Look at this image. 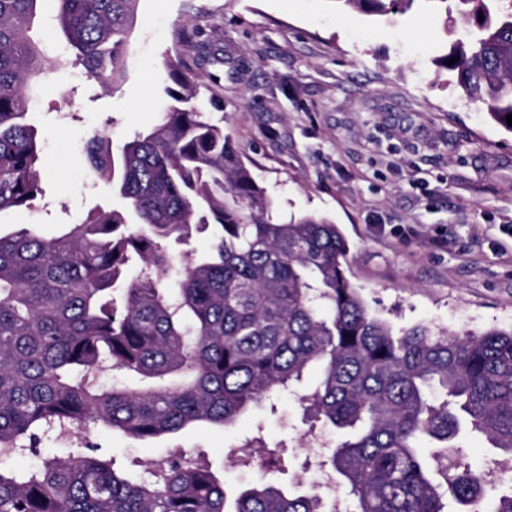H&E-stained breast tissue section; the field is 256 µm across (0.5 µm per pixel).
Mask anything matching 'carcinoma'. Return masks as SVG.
<instances>
[{
    "instance_id": "obj_1",
    "label": "carcinoma",
    "mask_w": 512,
    "mask_h": 512,
    "mask_svg": "<svg viewBox=\"0 0 512 512\" xmlns=\"http://www.w3.org/2000/svg\"><path fill=\"white\" fill-rule=\"evenodd\" d=\"M38 2L0 0V211L30 210L40 194L42 144L27 123L46 54L30 36ZM56 2L54 28L87 77L121 79L139 0ZM337 2L385 15L417 0ZM423 2L446 14L469 6L474 25L441 63L512 132V9ZM163 67L179 90L157 123L116 149L98 134L85 146L124 209L91 210L58 237L32 226L0 235V512H338L331 495L271 485L230 498L199 454L148 461L136 477L93 445L13 465L62 426L143 441L230 426L313 368L317 384L298 400L339 432L319 466L347 512H477L485 477L461 467L459 438L512 455V329L437 335L375 316L346 275L339 227L275 220L241 152L194 105L199 79L178 55ZM209 227L205 256L165 246ZM105 364L143 386L101 387ZM488 512H512V486Z\"/></svg>"
}]
</instances>
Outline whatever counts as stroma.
I'll return each instance as SVG.
<instances>
[{"instance_id": "stroma-1", "label": "stroma", "mask_w": 512, "mask_h": 512, "mask_svg": "<svg viewBox=\"0 0 512 512\" xmlns=\"http://www.w3.org/2000/svg\"><path fill=\"white\" fill-rule=\"evenodd\" d=\"M468 26L419 6L372 15L337 0H139L116 86L82 65L49 68L28 119L43 142V199L0 212V234L30 224L44 237L122 203L87 174L93 134L121 145L157 121L174 88L161 66L177 54L201 79L197 101L222 121L275 214H313L346 238L347 276L394 328L436 332L512 328V133L466 100L436 66ZM97 443L117 468L180 449L205 453L230 487H290L320 476L321 444L293 393L260 401L227 427H191L137 441L90 426L46 440L65 456ZM462 463L487 489L506 466L483 437L461 441Z\"/></svg>"}]
</instances>
